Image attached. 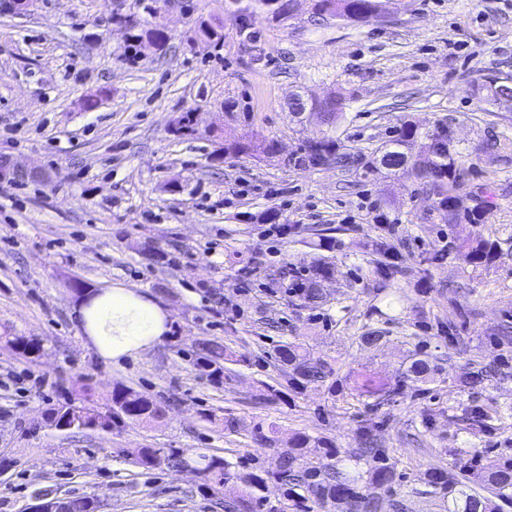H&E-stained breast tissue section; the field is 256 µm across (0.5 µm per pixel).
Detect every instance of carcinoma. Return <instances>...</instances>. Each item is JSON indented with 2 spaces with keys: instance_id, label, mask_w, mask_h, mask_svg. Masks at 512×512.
Instances as JSON below:
<instances>
[{
  "instance_id": "carcinoma-1",
  "label": "carcinoma",
  "mask_w": 512,
  "mask_h": 512,
  "mask_svg": "<svg viewBox=\"0 0 512 512\" xmlns=\"http://www.w3.org/2000/svg\"><path fill=\"white\" fill-rule=\"evenodd\" d=\"M285 0H256V9L272 21H279L285 11ZM378 9V0H315L317 14L332 19L365 22ZM117 22L130 25L132 47L137 50L161 52L168 38L159 28L141 30L138 19L115 18ZM195 35L208 44L217 45L224 40V26L202 21ZM323 123L334 126L342 111V99L332 98L319 105ZM274 149V142L262 139L251 144H230L224 151L234 154H264ZM348 156L338 153L336 140L326 136L317 147L300 146L288 163L298 168H315L331 162L342 163ZM384 168L401 170L425 183L437 198L441 220L452 230L457 226L477 224L481 220L479 209H461L458 190L467 181V169L460 162L456 149L449 146L448 128L442 126L432 134L419 132L418 127L405 123L394 131L384 147ZM457 249L466 253L469 263L476 269L485 268L503 253V246L511 244L507 239L485 238L481 235L453 236ZM398 251L394 243L380 240L373 243L370 262L380 266L386 277L401 272L394 263ZM331 269L325 263L312 265L307 273L293 271V276L302 278L301 295L309 302L322 301V284L330 278ZM231 361L224 345L208 342L202 345L197 358L200 371L219 382L233 374L234 369L225 366ZM278 365L289 369L290 386L296 390L312 383H324L333 375L331 365L311 356L300 342H289L276 353ZM446 369L436 360L415 354L404 368L396 383L390 384L380 378L367 377L357 382L355 391L360 396L372 397L377 403L388 401L399 395L404 387L415 386V391L425 394L430 385L444 379ZM507 376L504 364L481 363L463 376L454 380L457 392L472 395L493 385ZM464 420L472 431H487L494 422L503 418L505 412L490 413L483 408H463ZM165 416V406L138 391L117 386L112 391V421L119 424L125 420L135 423H153ZM357 447L346 455L331 443L297 433L291 439L292 455L277 458L273 466L258 473H241L232 469L230 462L217 455L200 454L192 459L183 456L174 448H143L134 465L145 470L162 465L181 468L189 465L197 470L204 484L212 487L241 485L240 495L224 501V512H253L261 504L257 492L272 480L284 491L289 512H313L314 506L328 502L345 504L344 512H377L375 499L361 492L362 485L370 482L380 488L391 489L394 471L390 458L381 448L371 432L361 430L357 434ZM315 448L328 459L327 463L315 465L304 460L305 450ZM453 469L431 468L423 474V482L429 494L442 498L445 512H503L512 506V456L503 454L492 465L482 463L476 450L454 449Z\"/></svg>"
}]
</instances>
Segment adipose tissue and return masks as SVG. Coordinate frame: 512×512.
I'll return each mask as SVG.
<instances>
[{"label": "adipose tissue", "instance_id": "adipose-tissue-1", "mask_svg": "<svg viewBox=\"0 0 512 512\" xmlns=\"http://www.w3.org/2000/svg\"><path fill=\"white\" fill-rule=\"evenodd\" d=\"M80 315L94 352L115 365L137 357L169 330V317L157 303L121 285L91 294Z\"/></svg>", "mask_w": 512, "mask_h": 512}]
</instances>
